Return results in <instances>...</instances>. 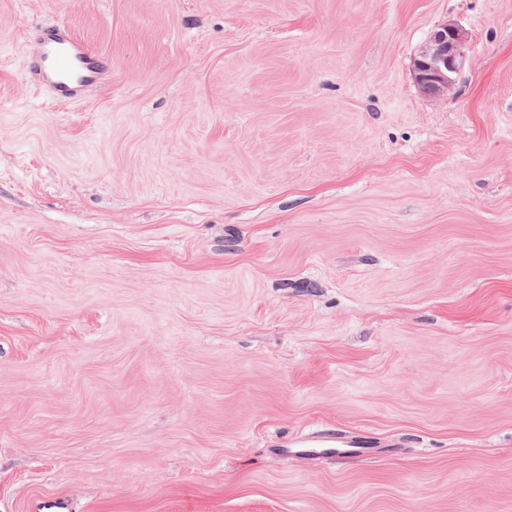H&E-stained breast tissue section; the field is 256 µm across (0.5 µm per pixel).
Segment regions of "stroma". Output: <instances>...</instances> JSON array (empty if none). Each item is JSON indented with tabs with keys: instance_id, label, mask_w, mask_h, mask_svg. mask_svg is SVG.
I'll use <instances>...</instances> for the list:
<instances>
[{
	"instance_id": "35a3bbf8",
	"label": "stroma",
	"mask_w": 512,
	"mask_h": 512,
	"mask_svg": "<svg viewBox=\"0 0 512 512\" xmlns=\"http://www.w3.org/2000/svg\"><path fill=\"white\" fill-rule=\"evenodd\" d=\"M58 494L512 512V0H0V512ZM31 56L32 79L62 104L83 99L85 91L101 83L107 73L105 62L64 23L39 27ZM468 32L456 23L437 27L413 60V72L420 89L445 94L467 63Z\"/></svg>"
}]
</instances>
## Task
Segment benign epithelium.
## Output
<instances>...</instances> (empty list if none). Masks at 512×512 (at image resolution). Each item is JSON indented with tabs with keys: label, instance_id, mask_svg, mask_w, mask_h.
<instances>
[{
	"label": "benign epithelium",
	"instance_id": "1",
	"mask_svg": "<svg viewBox=\"0 0 512 512\" xmlns=\"http://www.w3.org/2000/svg\"><path fill=\"white\" fill-rule=\"evenodd\" d=\"M468 32L456 23L437 27L413 60V72L420 89L445 94L467 63Z\"/></svg>",
	"mask_w": 512,
	"mask_h": 512
}]
</instances>
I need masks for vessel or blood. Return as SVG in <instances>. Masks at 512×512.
I'll list each match as a JSON object with an SVG mask.
<instances>
[{"label": "vessel or blood", "mask_w": 512, "mask_h": 512, "mask_svg": "<svg viewBox=\"0 0 512 512\" xmlns=\"http://www.w3.org/2000/svg\"><path fill=\"white\" fill-rule=\"evenodd\" d=\"M29 73L56 102L70 104L104 80L107 66L66 24L57 23L37 29Z\"/></svg>", "instance_id": "1"}]
</instances>
